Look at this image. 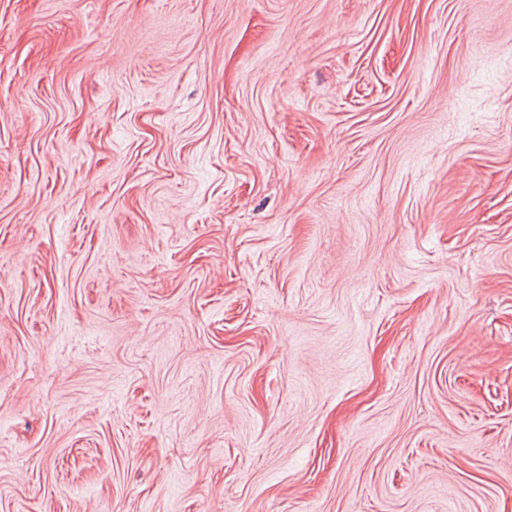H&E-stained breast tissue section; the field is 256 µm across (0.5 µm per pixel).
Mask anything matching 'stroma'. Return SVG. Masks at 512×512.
Segmentation results:
<instances>
[{
	"instance_id": "1",
	"label": "stroma",
	"mask_w": 512,
	"mask_h": 512,
	"mask_svg": "<svg viewBox=\"0 0 512 512\" xmlns=\"http://www.w3.org/2000/svg\"><path fill=\"white\" fill-rule=\"evenodd\" d=\"M0 512H512V0H0Z\"/></svg>"
}]
</instances>
